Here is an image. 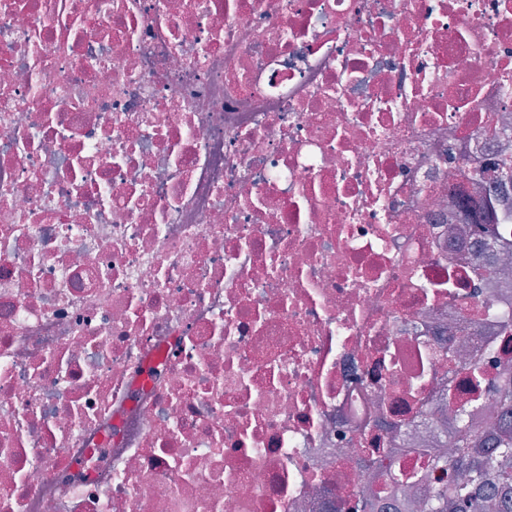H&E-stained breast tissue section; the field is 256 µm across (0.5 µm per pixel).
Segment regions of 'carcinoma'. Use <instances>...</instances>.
I'll list each match as a JSON object with an SVG mask.
<instances>
[{
	"instance_id": "1",
	"label": "carcinoma",
	"mask_w": 512,
	"mask_h": 512,
	"mask_svg": "<svg viewBox=\"0 0 512 512\" xmlns=\"http://www.w3.org/2000/svg\"><path fill=\"white\" fill-rule=\"evenodd\" d=\"M495 397L503 413L512 415V377L502 382ZM444 433L451 456L433 455L432 466L448 468V482L430 487L415 503L418 512H512V420L500 421L486 441L472 415L460 408Z\"/></svg>"
}]
</instances>
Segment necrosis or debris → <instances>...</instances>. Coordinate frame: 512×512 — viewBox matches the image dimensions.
I'll return each instance as SVG.
<instances>
[{"instance_id": "4bbe7bcc", "label": "necrosis or debris", "mask_w": 512, "mask_h": 512, "mask_svg": "<svg viewBox=\"0 0 512 512\" xmlns=\"http://www.w3.org/2000/svg\"><path fill=\"white\" fill-rule=\"evenodd\" d=\"M510 155L512 0H0V512H400Z\"/></svg>"}]
</instances>
